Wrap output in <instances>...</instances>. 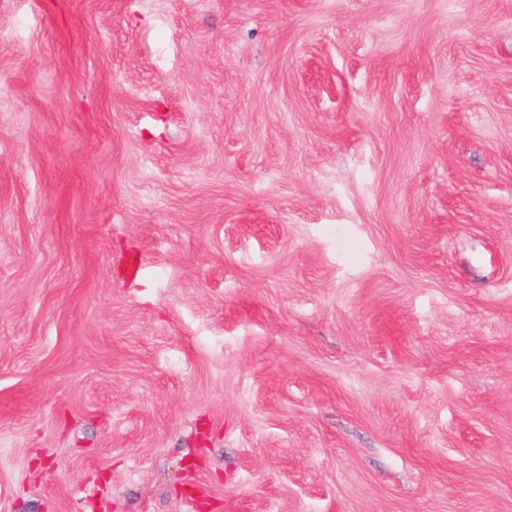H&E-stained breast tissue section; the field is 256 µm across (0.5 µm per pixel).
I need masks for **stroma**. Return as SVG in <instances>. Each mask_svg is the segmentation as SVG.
Here are the masks:
<instances>
[{"label": "stroma", "instance_id": "35a3bbf8", "mask_svg": "<svg viewBox=\"0 0 512 512\" xmlns=\"http://www.w3.org/2000/svg\"><path fill=\"white\" fill-rule=\"evenodd\" d=\"M0 512H512V0H0Z\"/></svg>", "mask_w": 512, "mask_h": 512}]
</instances>
